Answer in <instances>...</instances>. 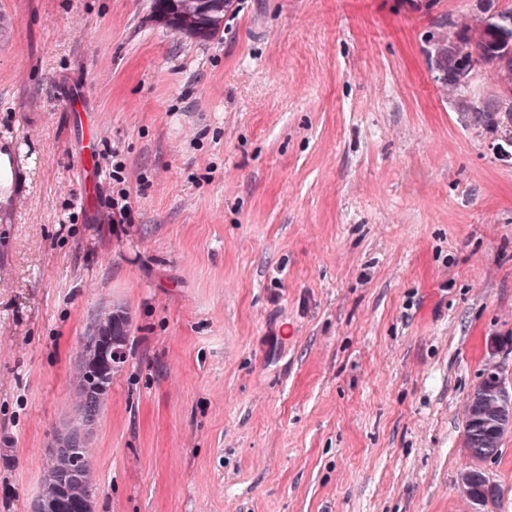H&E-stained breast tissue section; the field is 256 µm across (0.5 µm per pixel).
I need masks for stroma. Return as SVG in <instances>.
<instances>
[{"mask_svg": "<svg viewBox=\"0 0 512 512\" xmlns=\"http://www.w3.org/2000/svg\"><path fill=\"white\" fill-rule=\"evenodd\" d=\"M489 9L234 0L200 40L153 0H0V512L40 492L112 306L97 512H472L490 344L512 383V142L474 120L495 73L458 94L429 53ZM483 467L512 512V431ZM92 354L88 351L87 347L83 345L81 358L77 363V375L75 378V413L78 415L86 406L85 392L87 385H91L90 375L93 374L92 370Z\"/></svg>", "mask_w": 512, "mask_h": 512, "instance_id": "1", "label": "stroma"}]
</instances>
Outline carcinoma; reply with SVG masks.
<instances>
[{
  "instance_id": "cac0c4a2",
  "label": "carcinoma",
  "mask_w": 512,
  "mask_h": 512,
  "mask_svg": "<svg viewBox=\"0 0 512 512\" xmlns=\"http://www.w3.org/2000/svg\"><path fill=\"white\" fill-rule=\"evenodd\" d=\"M230 0H154L155 12L162 15L168 25L179 31L193 36L211 38L219 33L224 25V8ZM463 47L456 50L451 48L453 42L445 37L433 44L431 57L441 71L444 83L452 88H463L457 79L460 64H485L495 67L503 87L494 102L483 109L481 121L493 128L500 127V122L512 123V10L498 11L482 18L474 29V33L462 38ZM92 354L88 349H82L81 358L77 363L75 378V413H80L86 406L85 392L90 384L92 370ZM493 383L485 378L475 388L464 410L463 444L471 463L463 468V473L470 478L469 490L465 492L466 500L472 506L496 498V487L488 486L484 481L485 470L482 463L495 457L503 434L500 433L492 417L491 406L476 408V402L483 396L484 391L491 388ZM48 466L55 471L72 476L80 474V480L70 484L67 489L49 478L44 477L42 488L38 494L45 503L57 502L61 499L79 500L87 488L93 486V474L87 453L78 458L47 452Z\"/></svg>"
}]
</instances>
